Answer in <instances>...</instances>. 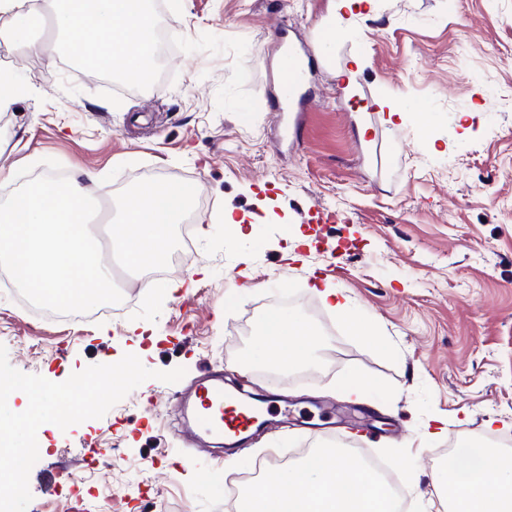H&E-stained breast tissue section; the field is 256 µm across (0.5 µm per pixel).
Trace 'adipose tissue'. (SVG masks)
Masks as SVG:
<instances>
[{
    "instance_id": "1",
    "label": "adipose tissue",
    "mask_w": 512,
    "mask_h": 512,
    "mask_svg": "<svg viewBox=\"0 0 512 512\" xmlns=\"http://www.w3.org/2000/svg\"><path fill=\"white\" fill-rule=\"evenodd\" d=\"M148 0H0V15H13L0 27V39L32 46L35 29L52 26L56 45L84 64H119L129 83L149 81L155 20ZM189 187L145 182L126 197L110 235L126 262L144 268L164 258L170 230L180 223ZM317 344L295 316L274 311L256 345L259 354L282 366L300 362ZM449 512H512V452L482 448L470 469H451ZM237 512H397L394 499L361 461L327 445L312 450L295 466L281 468L247 487Z\"/></svg>"
}]
</instances>
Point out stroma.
<instances>
[{
	"label": "stroma",
	"instance_id": "35a3bbf8",
	"mask_svg": "<svg viewBox=\"0 0 512 512\" xmlns=\"http://www.w3.org/2000/svg\"><path fill=\"white\" fill-rule=\"evenodd\" d=\"M328 0H161L175 37L148 86L82 67L42 32L0 40L25 91L0 112V201L17 170L57 160L98 204L142 181L193 189L194 251L167 280L132 273V308L90 320L27 315L0 281V336L17 370L52 382L138 356L149 379L103 417L44 433L27 512H227L237 474L334 444L411 477L405 512H444L436 477L448 444L512 446V0H377L327 53ZM303 44L300 114L278 113V54ZM366 62L358 95L334 76ZM413 105L389 122L379 101ZM366 134H358L356 121ZM242 228L225 234L224 218ZM151 294H144L145 283ZM341 290L374 335L354 332L319 289ZM320 336L313 361L252 352L272 300ZM262 395L271 422L232 451L200 449L181 400L199 377ZM369 380L358 397L351 378ZM164 396L165 409L148 410ZM97 450L110 468L81 458Z\"/></svg>",
	"mask_w": 512,
	"mask_h": 512
}]
</instances>
